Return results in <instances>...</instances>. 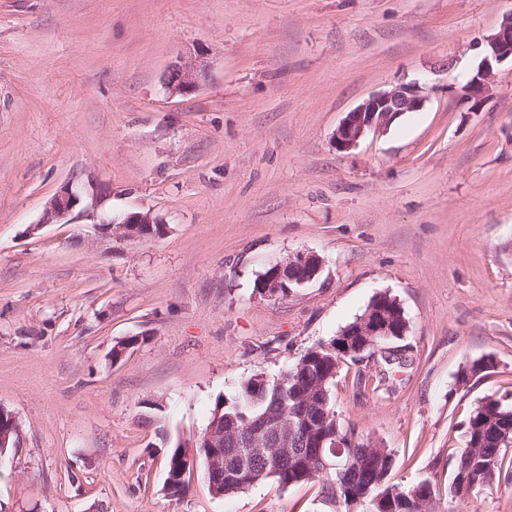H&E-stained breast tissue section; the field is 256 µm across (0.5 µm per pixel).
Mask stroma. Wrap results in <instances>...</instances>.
<instances>
[{"mask_svg":"<svg viewBox=\"0 0 512 512\" xmlns=\"http://www.w3.org/2000/svg\"><path fill=\"white\" fill-rule=\"evenodd\" d=\"M512 0H0V512H327L318 483L213 497L202 460L167 457L217 398L273 377L387 293L410 363L342 364L332 400L391 449L393 482L438 512H512L499 478L448 492L463 424L512 406V63L475 112L458 91ZM192 63V91L164 77ZM419 83L420 111L335 147L371 95ZM70 184L141 242L88 221L41 224ZM318 255L317 280L255 295L270 264ZM137 337L120 359L116 342ZM492 358V369L470 375ZM110 194L109 187L98 186L96 193L93 194L95 203H92L90 207L82 210L79 214L92 221V224H97L96 226L102 230L118 229L115 231L118 237L128 241H142L158 235L154 232L152 225L163 223L149 211H129L121 216L114 217L111 211L99 209L101 201ZM115 224L120 225L115 227ZM20 437L21 427L16 418L12 415L7 418L5 412L0 410V454L10 445L15 446Z\"/></svg>","mask_w":512,"mask_h":512,"instance_id":"35a3bbf8","label":"stroma"}]
</instances>
